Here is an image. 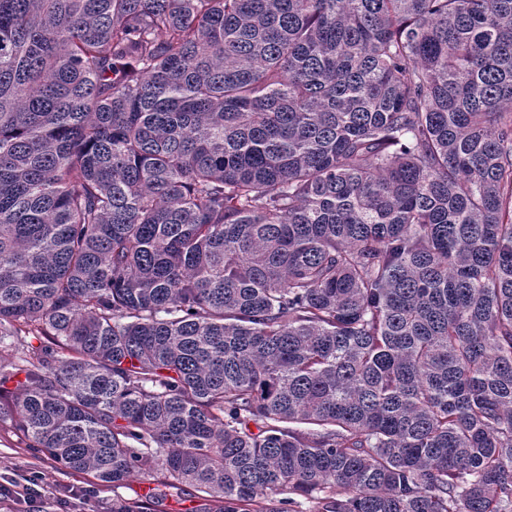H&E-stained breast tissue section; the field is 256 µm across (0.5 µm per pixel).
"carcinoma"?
<instances>
[{
	"mask_svg": "<svg viewBox=\"0 0 512 512\" xmlns=\"http://www.w3.org/2000/svg\"><path fill=\"white\" fill-rule=\"evenodd\" d=\"M0 426L112 512H512V0H0Z\"/></svg>",
	"mask_w": 512,
	"mask_h": 512,
	"instance_id": "1",
	"label": "carcinoma"
}]
</instances>
